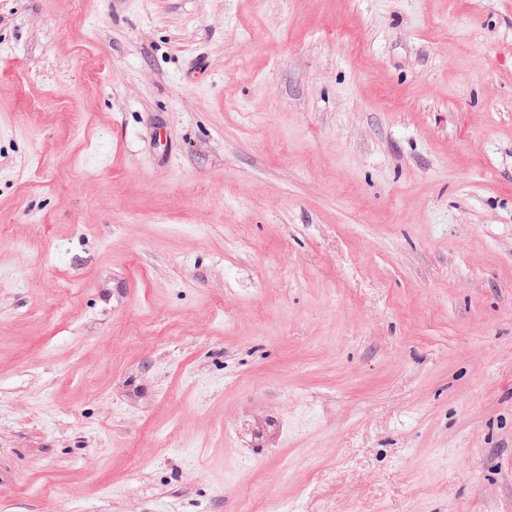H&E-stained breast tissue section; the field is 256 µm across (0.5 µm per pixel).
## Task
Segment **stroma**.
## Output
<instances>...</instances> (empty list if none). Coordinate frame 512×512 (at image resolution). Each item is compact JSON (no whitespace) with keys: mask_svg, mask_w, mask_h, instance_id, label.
Returning <instances> with one entry per match:
<instances>
[{"mask_svg":"<svg viewBox=\"0 0 512 512\" xmlns=\"http://www.w3.org/2000/svg\"><path fill=\"white\" fill-rule=\"evenodd\" d=\"M262 501L512 512V0H0V512Z\"/></svg>","mask_w":512,"mask_h":512,"instance_id":"stroma-1","label":"stroma"}]
</instances>
